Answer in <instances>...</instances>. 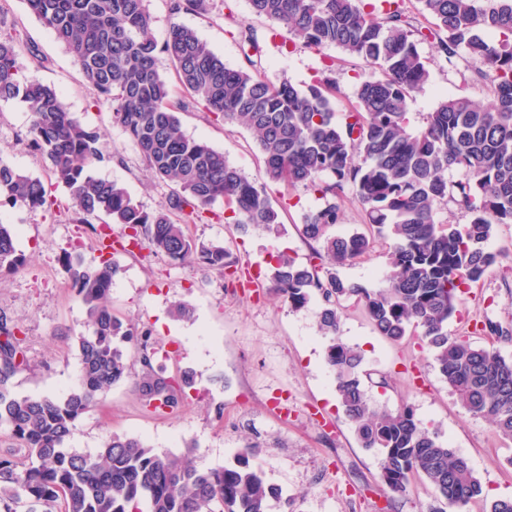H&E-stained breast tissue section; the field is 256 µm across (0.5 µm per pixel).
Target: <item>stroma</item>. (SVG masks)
<instances>
[{"label": "stroma", "instance_id": "1", "mask_svg": "<svg viewBox=\"0 0 512 512\" xmlns=\"http://www.w3.org/2000/svg\"><path fill=\"white\" fill-rule=\"evenodd\" d=\"M147 10L156 42L166 40L172 25L182 24L195 29L234 68L245 66L249 51L236 29L249 28L260 48V71L274 84L287 80L306 89L320 77L324 64L332 63L339 87L332 106L339 113L354 103L356 86L371 71L365 61L339 48L287 42L285 31L254 14L249 0H210L202 15H171L167 0H147ZM0 32L18 36L27 79L54 87L69 112L102 134L108 157L97 164L96 174L123 184L144 210L163 205L171 183L151 175L138 147L114 123L111 104L93 101L78 65L25 0H0ZM31 44L38 48L39 60L26 55ZM418 50L430 61L431 77L409 102L415 119L451 95L487 100L488 89L475 76L480 66L476 58L462 52L445 61L429 39L420 41ZM179 118L187 136L222 151L248 177L263 178L262 155L249 130L224 125L199 106ZM28 125L24 102L0 101V156L20 172L51 184L58 198H67L44 159L29 146ZM269 192L282 211L279 227L241 232L225 222V205L219 201L213 206V219L188 223L189 235L199 243L229 247L244 271L262 281L278 252L307 260L310 250L299 229L304 214L320 206L318 194L276 184ZM72 217V212L56 208L0 210V222L13 225L16 245L27 257L18 272L0 276V313L21 327L31 365L15 379V390L21 394L60 398L76 383L73 337L85 328V309L65 258L76 241L82 244L84 265L97 266L103 255L92 228ZM390 245V239L372 236L369 252L338 267L339 276L368 288L380 287ZM486 248L496 254L495 266L462 295L448 321L449 335L477 345L490 342L479 331L483 322L512 325V224L496 225ZM115 259L121 271L110 293L113 313L136 327L149 328L170 353L167 375L175 377L187 369L194 372L195 384L173 412L146 407L135 378L113 385L79 419L72 442L78 452L97 454L116 433L142 438L159 451L193 449L192 460L202 469L229 465L244 455L290 498L292 512H431L437 507L425 480L412 481L405 493L392 492L379 478V453L360 446L325 363L327 341L317 330L318 301L292 311L257 287L226 286L222 270L173 262L146 247L116 254ZM178 301L193 306V320L174 316L172 306ZM340 316L343 340L364 353L362 379L373 403L393 411L411 408L418 422L436 429L473 468L482 492L464 512H490L495 500L512 498V440L499 436L488 420L467 413L419 333L409 331L398 342L379 336L353 299L343 300Z\"/></svg>", "mask_w": 512, "mask_h": 512}]
</instances>
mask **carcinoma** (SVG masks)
Returning a JSON list of instances; mask_svg holds the SVG:
<instances>
[{"label": "carcinoma", "instance_id": "obj_1", "mask_svg": "<svg viewBox=\"0 0 512 512\" xmlns=\"http://www.w3.org/2000/svg\"><path fill=\"white\" fill-rule=\"evenodd\" d=\"M146 0H26L30 11L65 44L95 101L112 104L113 120L136 142L154 178L174 185L158 209L147 212L117 182L92 168L107 158L101 135L84 127L48 85L23 79L18 43L0 34V100L21 98L29 112L30 143L49 164L56 183L69 191L75 221L97 217L119 224L124 242L148 244L175 262L195 260L238 281V258L221 244L197 243L184 224L206 219L218 200L241 229L270 230L281 223L267 183L302 185L323 205L303 217L312 244L303 263L275 256L270 285L292 310L319 299L317 326L328 339L325 360L359 442L380 452V478L394 492L424 479L452 512H461L481 485L468 462L415 420L408 409L391 411L367 397L361 350L340 336V302L362 303L379 335L398 341L414 329L426 340L450 391L473 416L488 419L512 440V360L492 346L477 347L448 334L460 296L496 263L485 247L494 226L512 224V0H418L430 19L412 24L403 0L382 12L362 0H249L252 11L308 47L335 46L364 59L375 74L356 91L352 107L337 118L331 105L336 84L328 76L304 90L284 80L266 82L258 62L229 67L197 32L175 24L163 44L149 34ZM170 12H207L209 0H168ZM497 33L494 39L484 32ZM431 38L445 60L462 49L480 60L476 71L491 85L489 102L451 97L427 113L423 125L409 112L412 93L430 79L418 44ZM169 60L177 81L217 118L250 130L264 161L265 181L248 178L224 153L185 135L182 105L158 69ZM463 178L448 180V170ZM351 195L369 228L393 240L382 285L375 289L341 279L336 267L370 246L362 233L330 234L342 223V201ZM453 203L466 224L436 222ZM60 206L52 190L0 156V208L29 211ZM15 235L0 224V275L24 265ZM120 265L106 259L86 267L69 259L73 287L85 307L86 329L75 336L77 384L63 399L20 395L15 377L28 369L20 329L0 315V425L22 441L35 462L0 458V512H271L289 500L262 469L241 458L214 469L189 456L159 453L144 441L114 434L94 456L69 448L76 422L96 397L131 374L124 345L132 343L141 366L137 385L156 411L179 408L187 372L164 375L148 329L136 330L112 315L109 298Z\"/></svg>", "mask_w": 512, "mask_h": 512}]
</instances>
